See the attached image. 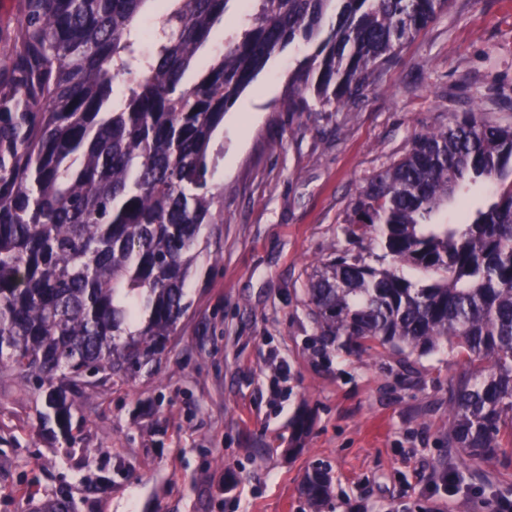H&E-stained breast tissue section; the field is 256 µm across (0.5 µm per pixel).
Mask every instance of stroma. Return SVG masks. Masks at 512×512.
Returning <instances> with one entry per match:
<instances>
[{
	"instance_id": "1",
	"label": "stroma",
	"mask_w": 512,
	"mask_h": 512,
	"mask_svg": "<svg viewBox=\"0 0 512 512\" xmlns=\"http://www.w3.org/2000/svg\"><path fill=\"white\" fill-rule=\"evenodd\" d=\"M308 52L273 57L224 117L220 199L166 349L127 380L86 378L67 440L40 423L36 376L0 379V512H500L512 500V457L448 445L455 353L325 341L304 291L332 253L382 264L343 220L416 132L455 112L512 123V0H449L337 112L288 109ZM318 468L332 493L316 509L302 485Z\"/></svg>"
}]
</instances>
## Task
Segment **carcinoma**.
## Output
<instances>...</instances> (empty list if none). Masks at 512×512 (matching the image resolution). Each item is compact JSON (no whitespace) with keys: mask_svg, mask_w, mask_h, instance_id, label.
<instances>
[{"mask_svg":"<svg viewBox=\"0 0 512 512\" xmlns=\"http://www.w3.org/2000/svg\"><path fill=\"white\" fill-rule=\"evenodd\" d=\"M230 0H24L0 43V378L45 386L44 423L70 433L74 392L95 367L122 379L165 347L188 308L208 183L226 110L302 40L288 110L312 94L337 112L448 0H236L243 29L199 60ZM163 11L159 30L150 32ZM198 74L184 81L188 70ZM481 186L490 198L469 204ZM456 207L458 218H445ZM345 232L378 243L413 282L345 252L305 296L321 336L364 351L442 345L467 374L448 397V447L512 454V124L475 112L411 139L351 201ZM317 506L327 473L303 485Z\"/></svg>","mask_w":512,"mask_h":512,"instance_id":"obj_1","label":"carcinoma"}]
</instances>
